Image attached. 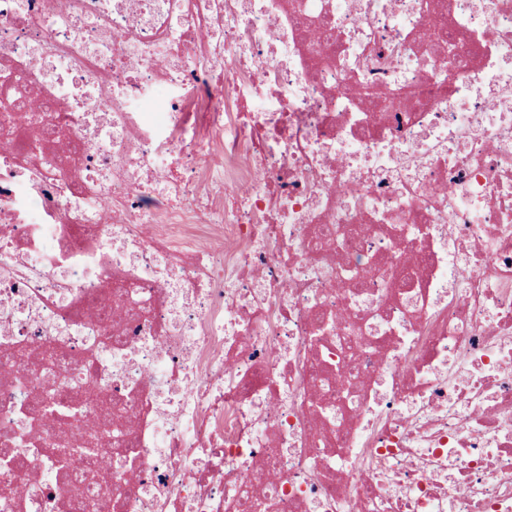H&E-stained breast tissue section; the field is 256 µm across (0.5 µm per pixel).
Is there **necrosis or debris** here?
I'll list each match as a JSON object with an SVG mask.
<instances>
[{
	"instance_id": "necrosis-or-debris-1",
	"label": "necrosis or debris",
	"mask_w": 512,
	"mask_h": 512,
	"mask_svg": "<svg viewBox=\"0 0 512 512\" xmlns=\"http://www.w3.org/2000/svg\"><path fill=\"white\" fill-rule=\"evenodd\" d=\"M0 355V512H512V0H0Z\"/></svg>"
}]
</instances>
